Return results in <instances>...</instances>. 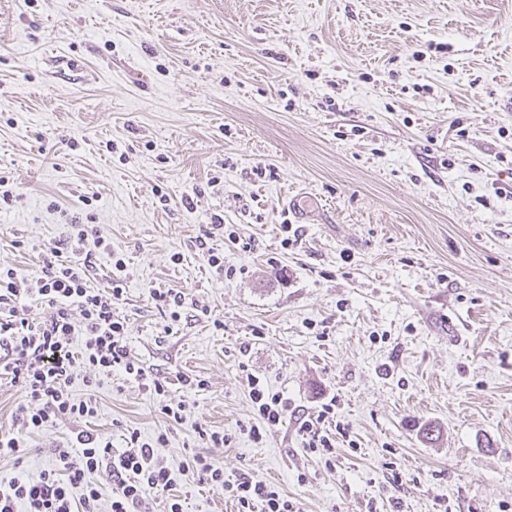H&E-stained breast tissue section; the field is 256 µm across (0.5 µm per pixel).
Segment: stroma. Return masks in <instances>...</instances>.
<instances>
[{
    "label": "stroma",
    "mask_w": 512,
    "mask_h": 512,
    "mask_svg": "<svg viewBox=\"0 0 512 512\" xmlns=\"http://www.w3.org/2000/svg\"><path fill=\"white\" fill-rule=\"evenodd\" d=\"M0 186V266L75 216L124 259L127 345L169 386L97 374L92 427L166 434L184 512L237 510L199 452L301 512H512V0H0ZM250 373L288 400L259 443ZM329 401L328 462L298 422ZM153 299L158 302L161 308L165 307L169 310L170 319L178 322L181 319V310L185 308V293L174 288L160 289L156 288L152 291Z\"/></svg>",
    "instance_id": "obj_1"
}]
</instances>
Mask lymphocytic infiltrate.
<instances>
[{
  "label": "lymphocytic infiltrate",
  "mask_w": 512,
  "mask_h": 512,
  "mask_svg": "<svg viewBox=\"0 0 512 512\" xmlns=\"http://www.w3.org/2000/svg\"><path fill=\"white\" fill-rule=\"evenodd\" d=\"M69 238L81 245L93 241L94 248L71 261L63 259L58 241L50 244L48 258L34 273L0 268V385L15 387L20 394L9 428L0 429V457H19L27 437L45 427L72 428L69 445L55 451V468L35 479L21 474L0 479V512H143L150 496L161 512H183L160 454L166 434L149 443L134 433L124 447H113L91 427L99 411L95 396L78 399L73 394L80 367L86 374L79 380L89 388L95 386L97 373L115 370L156 395L165 393L166 382L130 356L126 321L116 312L123 296V258L90 225L71 222ZM101 252L108 255L110 282L94 288L90 282ZM29 297L40 312L29 310ZM77 335L84 338L78 352L72 349ZM247 385L257 419L249 436L259 443L267 430L282 423L288 400L256 376H248ZM183 470L223 492L237 512H300L296 501L264 481L247 476L226 480L211 457L194 454ZM94 473L100 482L111 484L110 500H103L99 483L91 482Z\"/></svg>",
  "instance_id": "f902f5d3"
}]
</instances>
